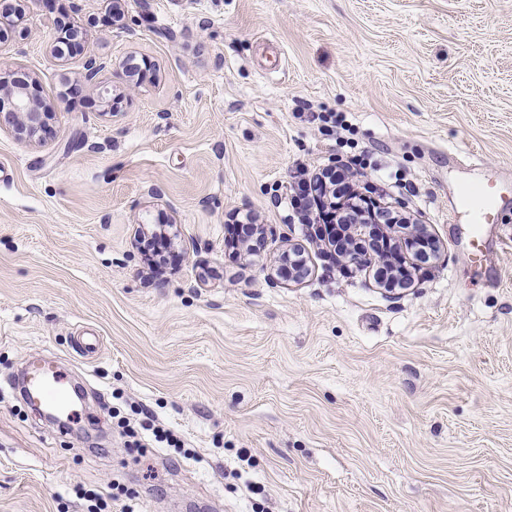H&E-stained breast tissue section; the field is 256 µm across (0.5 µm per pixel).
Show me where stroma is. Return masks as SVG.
Segmentation results:
<instances>
[{
	"instance_id": "1",
	"label": "stroma",
	"mask_w": 512,
	"mask_h": 512,
	"mask_svg": "<svg viewBox=\"0 0 512 512\" xmlns=\"http://www.w3.org/2000/svg\"><path fill=\"white\" fill-rule=\"evenodd\" d=\"M20 7L0 77L29 72L57 113L40 143L0 130V512H87L83 489L112 512L127 489L139 512H512V200L482 268L455 225L458 189L512 170V0H125L117 24L111 0ZM60 20L97 84L52 56ZM130 56L153 66L133 86ZM337 163L441 241L399 297L292 204L297 167ZM250 218L265 244L244 256L228 239ZM291 244L299 284L271 276ZM37 357L83 390L74 422L29 414ZM116 409L180 447H134ZM58 43L64 44L68 47L69 51L81 47V37L79 32L66 22L58 21L56 25V35L53 40L51 48L52 54L56 55L58 51ZM80 53L85 56L84 74L82 76L84 82L94 84L97 76L102 69L101 64L98 62L95 53L92 50L85 48L83 45L80 48Z\"/></svg>"
}]
</instances>
